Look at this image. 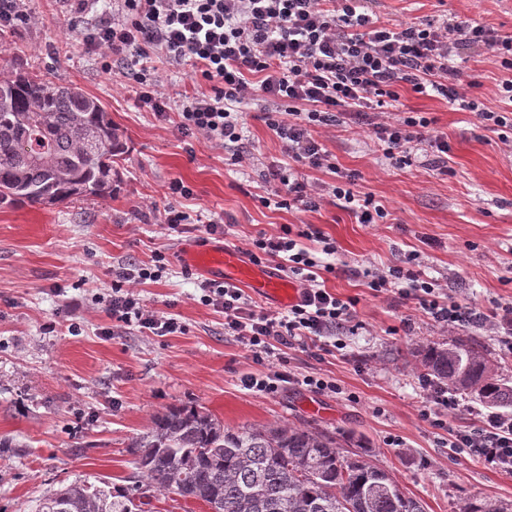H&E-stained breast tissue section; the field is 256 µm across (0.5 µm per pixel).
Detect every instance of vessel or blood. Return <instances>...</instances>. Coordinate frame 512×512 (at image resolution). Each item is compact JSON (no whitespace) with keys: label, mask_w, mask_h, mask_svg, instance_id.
<instances>
[{"label":"vessel or blood","mask_w":512,"mask_h":512,"mask_svg":"<svg viewBox=\"0 0 512 512\" xmlns=\"http://www.w3.org/2000/svg\"><path fill=\"white\" fill-rule=\"evenodd\" d=\"M185 260L189 266L203 270L209 276L245 283L266 299L289 302L296 296L295 288L285 280L271 277L263 268L241 261L236 253L227 250L220 241L191 249Z\"/></svg>","instance_id":"b4317fda"}]
</instances>
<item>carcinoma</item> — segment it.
<instances>
[{
	"label": "carcinoma",
	"mask_w": 512,
	"mask_h": 512,
	"mask_svg": "<svg viewBox=\"0 0 512 512\" xmlns=\"http://www.w3.org/2000/svg\"><path fill=\"white\" fill-rule=\"evenodd\" d=\"M127 137L100 100L21 68L0 74V203L32 207L106 198L120 183ZM426 375L486 404L512 407V386L463 341L418 351ZM134 492L86 482L48 493L39 512H146L141 488L195 499L208 512H425L395 478L343 454L323 431L230 428L194 405L157 414L133 443ZM459 512H512L464 499Z\"/></svg>",
	"instance_id": "1"
}]
</instances>
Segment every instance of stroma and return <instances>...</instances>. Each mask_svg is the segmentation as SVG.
<instances>
[{"instance_id": "stroma-1", "label": "stroma", "mask_w": 512, "mask_h": 512, "mask_svg": "<svg viewBox=\"0 0 512 512\" xmlns=\"http://www.w3.org/2000/svg\"><path fill=\"white\" fill-rule=\"evenodd\" d=\"M382 19L413 23L442 15L480 23L512 36V0H375ZM28 20L0 30V68L19 66L56 83L73 84L101 100L125 133L122 184L112 197L38 208L0 204V512H38L50 491L74 481L131 485V445L171 406L195 404L228 427L276 424L361 438L372 464L388 470L426 512H459L462 499L512 503V475L457 456L449 432L471 423L464 408L433 428L421 417L427 398L414 350L451 343L416 300L374 296L364 269L401 264L408 254L429 280L457 301L487 312L512 301V153L477 117L437 97L401 89L399 110L429 113L447 136V164L418 151L413 165L389 164L356 126L322 129L317 137L339 170L357 173L353 187L389 212L386 223L362 224L354 213L325 202L318 211L264 207L268 166L282 162L280 146L256 104L244 107L251 166H228L223 149L184 139L177 113L156 119L140 103L132 80L102 68V58L61 19L58 0H29ZM463 78L477 77L486 107L502 104V70L487 50L462 52ZM193 190L183 206L203 218L186 233L168 229L167 183ZM224 222L226 246L243 253L258 231L312 224L336 243V272L328 285L355 298L356 335L346 357L317 360L288 350V366L335 379L340 393L291 388L275 395L243 390L258 372L244 346L224 333L221 313L199 304L207 277L189 270L185 251L208 239L206 219ZM165 253L169 266L140 285L146 307L173 312L179 336L113 327L103 301L118 263L149 262Z\"/></svg>"}]
</instances>
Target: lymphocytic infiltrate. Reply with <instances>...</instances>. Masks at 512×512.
<instances>
[{"label":"lymphocytic infiltrate","mask_w":512,"mask_h":512,"mask_svg":"<svg viewBox=\"0 0 512 512\" xmlns=\"http://www.w3.org/2000/svg\"><path fill=\"white\" fill-rule=\"evenodd\" d=\"M367 2L113 0L109 20L87 39L108 59L136 50L139 100L161 121L169 117V100L154 55L178 65L191 63L195 77L208 82L210 90L187 96L176 130L182 137L202 136L220 146L234 166L252 160L240 144L241 107L251 101L259 103L283 154L311 170L330 166L314 129L350 123L363 125L383 157L397 167L412 165L415 151L425 146L446 154L448 141L432 130L430 117L395 111L399 89L405 85L414 93L459 103L512 149V37L454 17L394 24L381 20ZM473 45L484 46L495 64L508 72L498 88L501 110L485 108L473 94L477 81H462L454 64L460 50ZM266 179L286 189L285 194L264 197L267 207L313 212L330 196L340 208L356 212L361 223L375 224L387 216L372 197L354 193L352 173L329 186L273 165ZM305 239L321 244L323 260L302 247ZM335 253V242L312 226L284 225L278 233L262 232L252 240L247 251L251 261H279L299 284L296 301L283 314L260 309L234 284L212 281L202 286L199 302L223 313L225 335L236 337L263 367L262 373L243 378L244 389L274 395L296 385L339 393L335 380L275 365L284 348H316L335 355L343 348L338 332L359 329L354 300L340 298L319 279L320 272H335ZM167 263L159 252L152 262L113 268L107 301L113 322L156 336L184 333L179 319L149 310L136 292L137 285L159 280ZM370 288L417 300L443 331L484 326L504 337L505 349L512 354L511 302L485 314L460 304L418 270L403 266L374 272ZM419 384L428 399L422 417L432 426H444L445 416L459 409L460 398L452 389L434 386L428 376H420ZM452 445L487 469L512 474L511 415L478 412L473 425L454 431Z\"/></svg>","instance_id":"f902f5d3"}]
</instances>
